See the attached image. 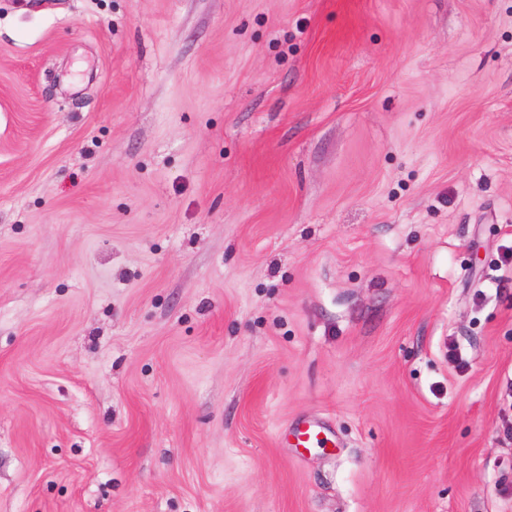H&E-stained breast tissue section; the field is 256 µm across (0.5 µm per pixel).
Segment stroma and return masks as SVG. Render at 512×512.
I'll return each instance as SVG.
<instances>
[{"label":"stroma","mask_w":512,"mask_h":512,"mask_svg":"<svg viewBox=\"0 0 512 512\" xmlns=\"http://www.w3.org/2000/svg\"><path fill=\"white\" fill-rule=\"evenodd\" d=\"M511 246L512 0H0V512H512ZM293 436L295 440V448H314L316 446L324 445L328 440L322 427L314 424L297 426L294 429Z\"/></svg>","instance_id":"1"}]
</instances>
